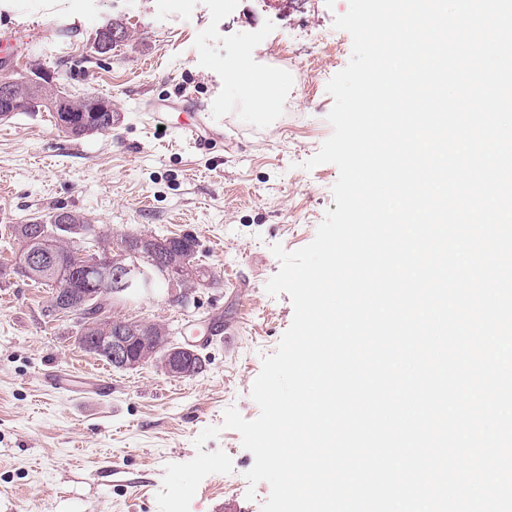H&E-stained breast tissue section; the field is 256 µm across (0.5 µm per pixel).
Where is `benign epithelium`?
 <instances>
[{
  "instance_id": "benign-epithelium-1",
  "label": "benign epithelium",
  "mask_w": 512,
  "mask_h": 512,
  "mask_svg": "<svg viewBox=\"0 0 512 512\" xmlns=\"http://www.w3.org/2000/svg\"><path fill=\"white\" fill-rule=\"evenodd\" d=\"M54 85L53 76L43 71L29 73L5 74L0 77V118L12 116L23 111L32 99L38 100L42 108L53 112L59 127L75 134L83 135L91 129V122H75L73 110L69 103L56 92L49 90ZM29 248L19 253L18 269L26 274L41 270L55 277L59 288L55 290L50 304L52 315L72 321L80 329L82 339L88 341L98 352L105 353L112 361V367L125 370L142 366L153 356L149 346L156 341L151 331L132 322L116 327L100 336L95 333L97 324L103 320V312L97 310L106 305L105 297L112 295V302L123 303L128 300L149 295L153 291V281L149 274L137 263H123L112 259V270L104 269L102 255L94 253L90 244L99 234L95 224H85L81 229L86 248L83 250L84 270L99 272L98 279L102 285H112L108 290L91 293H78L73 288L69 275H60L55 266L46 262L51 230L45 224L29 225ZM184 237L132 235L120 243L121 257H139L158 253L173 242ZM185 281H192L195 287H207L211 283L210 274L192 266H184L170 275V287L176 288ZM198 354L189 344L171 342L163 355L164 371L173 376H188L193 373L195 358Z\"/></svg>"
}]
</instances>
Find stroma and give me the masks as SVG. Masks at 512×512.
Masks as SVG:
<instances>
[{"mask_svg":"<svg viewBox=\"0 0 512 512\" xmlns=\"http://www.w3.org/2000/svg\"><path fill=\"white\" fill-rule=\"evenodd\" d=\"M348 6L0 0V34L14 39L0 54L9 69L67 73L68 91L108 98L114 116L111 131L83 138L45 112L0 122V267L11 269L18 254L9 225L65 207L109 232L193 234L213 279L192 289L185 309L162 287L115 310L195 345L202 371L177 378L150 364L112 368L77 345L69 320L49 316L47 289L0 278V512H159L166 466L192 460L209 426L222 432L205 451L223 450L233 470L205 477L189 512H261L270 487L249 486L254 457L223 428L224 411L258 417L252 385L292 323L289 295L265 291L280 268L273 245L309 244L334 206L337 167L303 164L332 133L326 85L352 50L334 19ZM112 21L129 38L101 62L86 48ZM246 52L262 71L287 55L277 105H257L226 79L225 63ZM187 100L208 115L211 153L146 124L150 106L177 116ZM90 371L111 383L109 396H75L47 381Z\"/></svg>","mask_w":512,"mask_h":512,"instance_id":"obj_1","label":"stroma"}]
</instances>
